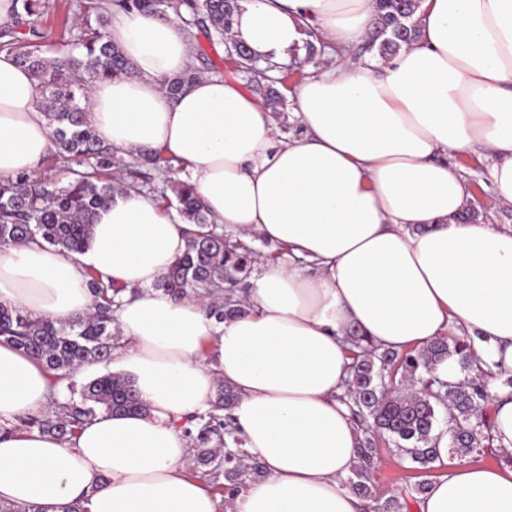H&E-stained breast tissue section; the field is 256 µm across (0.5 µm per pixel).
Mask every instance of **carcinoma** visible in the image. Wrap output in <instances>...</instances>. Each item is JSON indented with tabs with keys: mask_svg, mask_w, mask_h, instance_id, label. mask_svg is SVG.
I'll list each match as a JSON object with an SVG mask.
<instances>
[{
	"mask_svg": "<svg viewBox=\"0 0 512 512\" xmlns=\"http://www.w3.org/2000/svg\"><path fill=\"white\" fill-rule=\"evenodd\" d=\"M11 23L0 27V51L17 57L38 83L41 107L47 119L55 150L54 164L71 169L73 177L59 185L45 173H21L0 181V246L43 242L73 253L89 244L96 210L120 188L117 175L125 173L128 185L151 191L154 174L168 176L182 164L155 151L127 160L88 122L92 84L118 74L130 73V64L107 36L109 16L96 11L91 0L75 3L80 23L65 28L67 36L49 45H22L20 35L40 36L48 16V0H14ZM422 0H374L375 26L362 53L381 58L397 53L421 36L416 14ZM112 11H153L167 15L212 40L230 32L239 0H111ZM233 56L237 71L246 74L247 87L261 95L274 114L287 112L286 97L278 88L291 72L272 78L268 66H259L248 47L238 41ZM197 64L167 83V92L177 96L195 80L208 59L197 49ZM173 196L158 191L165 211L175 210L187 223L189 241L168 272L156 284L177 299L191 294L224 297L215 299L209 313L219 322L243 312L234 291L246 287L256 262V251L233 241L208 223L192 185L179 180L171 185ZM93 295V310L68 321L34 318L20 308L0 306V341L10 343L39 361L53 384L69 378L81 367L106 366L120 345L114 313L122 289L86 271ZM350 364L344 397L360 431L358 464L348 477L351 490L361 498L376 499L374 459L380 446L392 449L410 468L438 469L436 448L440 435H448V457L473 452H493V425L486 408L493 396L489 381L502 373L499 364L471 352V341L457 336L438 337L404 351L381 350L355 331L349 332ZM454 360L465 374L462 381H448L436 374L438 367ZM65 399L53 397L49 407L16 420L13 429L51 434L71 443L85 424L101 413L145 414L147 405L132 382L121 375L105 373L81 384L68 386ZM235 391L217 385L210 407L185 418L184 433L193 448L191 473L203 477L212 490L231 502L248 481L264 477L262 464L249 457L233 425L231 410ZM404 496H392L378 504L377 512H407Z\"/></svg>",
	"mask_w": 512,
	"mask_h": 512,
	"instance_id": "cac0c4a2",
	"label": "carcinoma"
}]
</instances>
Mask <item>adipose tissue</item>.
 <instances>
[{
  "mask_svg": "<svg viewBox=\"0 0 512 512\" xmlns=\"http://www.w3.org/2000/svg\"><path fill=\"white\" fill-rule=\"evenodd\" d=\"M421 37L387 60L347 50L374 27L373 0H239L233 39L284 63L309 36L327 67L292 91L301 127L282 137L255 92L203 73L177 98L166 83L194 62V39L159 14L115 13L107 34L132 66L97 81L88 118L123 156L178 159L210 223L285 246L255 269L238 317L216 322L156 282L188 246L187 224L147 192L124 189L93 218L87 249L0 247V305L67 321L90 311L86 270L125 291L116 322L130 341L113 372L145 415L100 414L72 445L0 434V499L63 512H218L186 469L184 417L232 386L234 422L264 478L228 512H362L346 483L359 432L343 391L356 329L378 348L473 336V353L512 371V225L463 223L471 195L451 162L492 159L512 203V0H423ZM31 74L0 52V179L38 173L53 143ZM494 444L510 464L445 463L418 512H512V388L496 392ZM44 367L0 342V424L45 409Z\"/></svg>",
  "mask_w": 512,
  "mask_h": 512,
  "instance_id": "1",
  "label": "adipose tissue"
}]
</instances>
